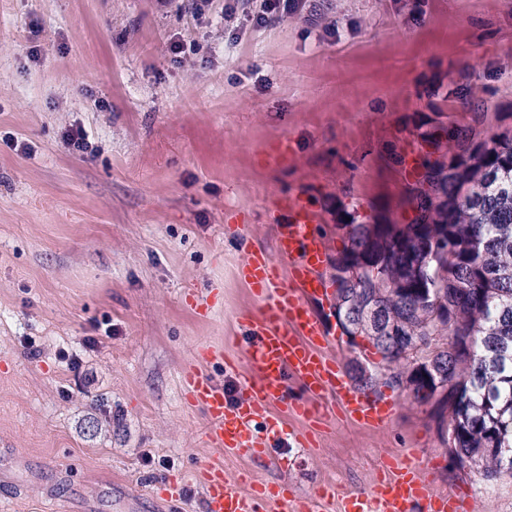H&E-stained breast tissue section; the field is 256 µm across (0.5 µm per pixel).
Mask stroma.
I'll list each match as a JSON object with an SVG mask.
<instances>
[{
    "mask_svg": "<svg viewBox=\"0 0 512 512\" xmlns=\"http://www.w3.org/2000/svg\"><path fill=\"white\" fill-rule=\"evenodd\" d=\"M338 0L330 37L291 15L225 53L224 22L158 0H0V512H168L156 487L227 476L367 489L422 451L434 494L512 512V476L452 469L428 410L394 402L383 431L333 417L318 447L221 457L181 380L196 349L244 359L254 300L240 241L271 247L267 213L306 196L328 251L344 209L404 224L414 159L460 153L455 135L512 126V0ZM180 52H172L171 43ZM82 128L88 148H69ZM440 134L439 148L427 136ZM283 147L270 164L264 147ZM207 304L199 316L190 292Z\"/></svg>",
    "mask_w": 512,
    "mask_h": 512,
    "instance_id": "1",
    "label": "stroma"
}]
</instances>
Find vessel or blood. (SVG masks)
Here are the masks:
<instances>
[{"mask_svg":"<svg viewBox=\"0 0 512 512\" xmlns=\"http://www.w3.org/2000/svg\"><path fill=\"white\" fill-rule=\"evenodd\" d=\"M276 224L272 247L242 244L237 278L255 299L251 313L241 315L247 339L251 376L243 382L236 401L224 395L223 375L239 372L238 361L223 348L204 345L182 370L189 404L206 419L203 436L220 453L266 457L272 441L258 442L259 424L274 418L292 419L296 428L284 436L287 446L314 448L319 427L327 421L314 400H328L341 416L361 427L377 430L391 423L393 402L372 398L340 376L330 347L336 339L335 320L324 316L333 293L322 271L329 254L315 230L317 211L300 196H285L269 215ZM216 366L220 375L209 374ZM296 376L310 399L288 395L287 378ZM426 467L418 452L390 460L369 489L337 493L335 485L318 487L301 496L284 484L252 482L248 472L230 478L220 462L200 468L196 479L203 489V512H321L337 500L341 512H469L468 500L457 492L433 495Z\"/></svg>","mask_w":512,"mask_h":512,"instance_id":"1","label":"vessel or blood"}]
</instances>
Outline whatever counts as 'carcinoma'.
Returning <instances> with one entry per match:
<instances>
[{
  "label": "carcinoma",
  "instance_id": "1",
  "mask_svg": "<svg viewBox=\"0 0 512 512\" xmlns=\"http://www.w3.org/2000/svg\"><path fill=\"white\" fill-rule=\"evenodd\" d=\"M426 168L434 224L337 225L332 315L432 404L450 465L512 475V128Z\"/></svg>",
  "mask_w": 512,
  "mask_h": 512
}]
</instances>
